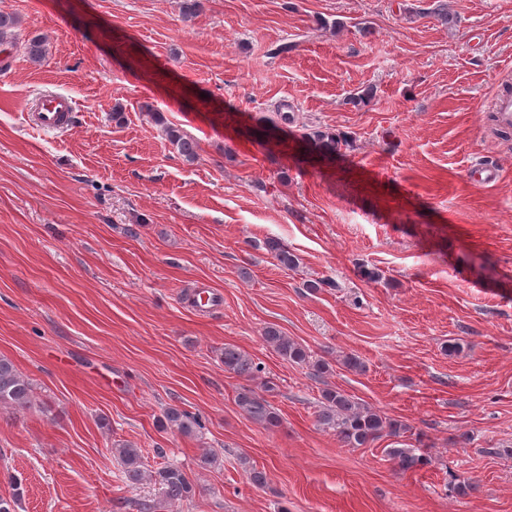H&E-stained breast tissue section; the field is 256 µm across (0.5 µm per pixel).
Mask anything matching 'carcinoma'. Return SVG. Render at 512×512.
<instances>
[{
	"label": "carcinoma",
	"instance_id": "1",
	"mask_svg": "<svg viewBox=\"0 0 512 512\" xmlns=\"http://www.w3.org/2000/svg\"><path fill=\"white\" fill-rule=\"evenodd\" d=\"M206 0H181L180 10L183 21L197 17ZM21 21L10 13L0 12V45L21 44L27 57L33 62L41 61L47 53V41L42 35H34L19 41ZM167 138L177 153L187 162L193 163L199 157L198 142L186 137L172 126L165 128ZM266 249L274 255L286 269L297 266L298 258L288 247L277 239L266 241ZM263 339L281 357L297 364H312L314 371L322 374L329 370V362L312 359L310 352L277 328L265 330ZM224 371L237 376L251 378L261 372V366L252 357L233 345L224 346ZM33 397L31 382L22 375L15 364L6 356H0V407L24 409L29 407ZM237 405L256 423L265 429L281 424L280 415L271 403L261 394L243 388L236 396ZM166 426L184 435H191L202 427L199 417L176 408L165 414ZM318 423L323 429L333 432L336 439L350 448H367L383 437H398L406 430L405 424L389 415L356 401L351 395L327 388L322 390ZM388 457L402 471L423 468L431 464V459L418 448H388ZM119 457L125 475L138 481L144 477L141 452L132 445L119 449ZM153 478L164 490L167 501H177L189 497L192 485L185 472L178 466L166 465L154 472Z\"/></svg>",
	"mask_w": 512,
	"mask_h": 512
}]
</instances>
